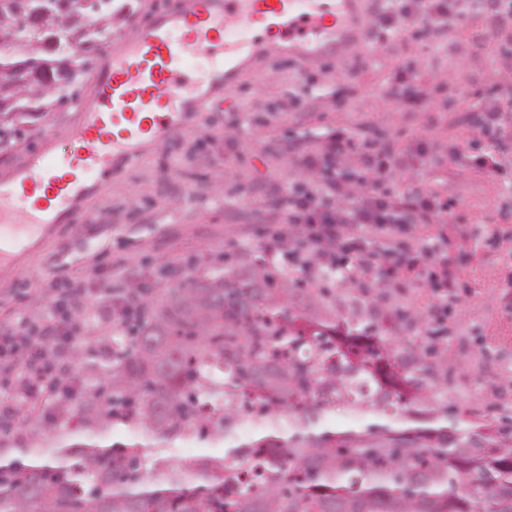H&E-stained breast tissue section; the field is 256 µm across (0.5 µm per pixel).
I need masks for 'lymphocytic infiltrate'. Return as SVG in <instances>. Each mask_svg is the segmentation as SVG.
Segmentation results:
<instances>
[{
    "instance_id": "f902f5d3",
    "label": "lymphocytic infiltrate",
    "mask_w": 512,
    "mask_h": 512,
    "mask_svg": "<svg viewBox=\"0 0 512 512\" xmlns=\"http://www.w3.org/2000/svg\"><path fill=\"white\" fill-rule=\"evenodd\" d=\"M475 10L490 30H497L503 19V0H431L424 9L418 0H404L398 9L390 0H378L372 43L383 44L387 35L409 20L421 39L442 38L463 25ZM397 166V160L386 152L367 161L361 177L364 189L357 195L332 173L317 188L289 195L284 206L287 227L273 231L263 249L277 261L286 262L292 252L317 257L322 268L335 271L341 282L362 287L390 283L412 288L424 276H431L436 294L427 306V321L439 334L449 305L458 300L456 278L448 272V256L436 237L403 245L398 234L411 224H464L468 217L453 202L419 188L398 194L381 189L374 170L380 167L391 173ZM285 270L293 275L301 267L286 262ZM27 321L26 315H19L11 328L0 331V372L11 376L10 382L0 385V425L16 424L24 403L47 398L49 376L44 355L50 352L69 358L74 344L71 331L53 318H45L32 331L27 330Z\"/></svg>"
}]
</instances>
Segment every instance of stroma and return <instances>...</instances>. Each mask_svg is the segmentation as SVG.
Wrapping results in <instances>:
<instances>
[{"label": "stroma", "instance_id": "obj_1", "mask_svg": "<svg viewBox=\"0 0 512 512\" xmlns=\"http://www.w3.org/2000/svg\"><path fill=\"white\" fill-rule=\"evenodd\" d=\"M115 2L133 10L106 30L109 48L135 35L162 0ZM485 36L477 13L441 52L401 29L360 65L351 55L298 61L271 43L253 47L235 85L208 112L189 117L162 147L125 165L122 176L103 179L85 204L90 222L59 224L37 247H14L13 259L0 264V326L21 311H45L72 283L96 297L132 282L155 295L173 286L166 274L172 266L187 280L201 265L233 263L242 242L264 241L281 227L285 192L315 187L300 160L343 128L366 151L392 150L402 167L393 191L419 187L472 214L467 226L415 228L447 237L448 268L458 276L460 303L448 319V356L458 370L448 407L512 404V186L478 166L494 146L512 145V112L489 133L462 121L466 111L494 107L470 95L468 79L493 87L512 71V31L495 39L492 54L481 46ZM399 72L420 86L419 105L385 100V86ZM78 121L73 103L61 105L16 150L0 153V177L46 135L64 152Z\"/></svg>", "mask_w": 512, "mask_h": 512}]
</instances>
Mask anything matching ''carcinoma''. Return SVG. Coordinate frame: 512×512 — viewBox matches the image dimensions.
Here are the masks:
<instances>
[{"mask_svg":"<svg viewBox=\"0 0 512 512\" xmlns=\"http://www.w3.org/2000/svg\"><path fill=\"white\" fill-rule=\"evenodd\" d=\"M90 0H0V152L77 87L103 49ZM329 273L266 259L205 271L74 349L48 411L0 438V512H512V417L453 412L457 365L412 313L381 328L384 293L350 301ZM356 428L327 425L333 397ZM254 415L256 436L235 421ZM203 453L176 463V443Z\"/></svg>","mask_w":512,"mask_h":512,"instance_id":"carcinoma-1","label":"carcinoma"}]
</instances>
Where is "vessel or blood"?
Listing matches in <instances>:
<instances>
[{
  "instance_id": "vessel-or-blood-1",
  "label": "vessel or blood",
  "mask_w": 512,
  "mask_h": 512,
  "mask_svg": "<svg viewBox=\"0 0 512 512\" xmlns=\"http://www.w3.org/2000/svg\"><path fill=\"white\" fill-rule=\"evenodd\" d=\"M363 24L352 0H169L132 38L107 50L94 74L93 103H81V122L63 156L53 137L0 178V237L17 212L35 223L87 221L85 202L102 174H118L145 148L164 145L189 112H203L241 61L256 32L288 45L289 52L324 55L347 48ZM220 59L198 74L190 55Z\"/></svg>"
}]
</instances>
